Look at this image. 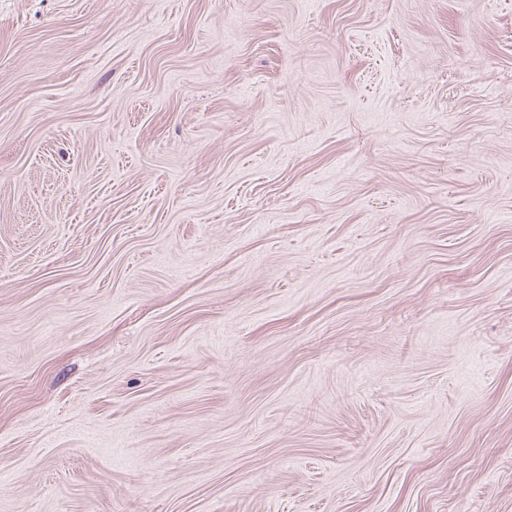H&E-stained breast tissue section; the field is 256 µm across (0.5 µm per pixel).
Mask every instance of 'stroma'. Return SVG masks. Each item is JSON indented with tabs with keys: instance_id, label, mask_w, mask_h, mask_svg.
I'll return each instance as SVG.
<instances>
[{
	"instance_id": "35a3bbf8",
	"label": "stroma",
	"mask_w": 512,
	"mask_h": 512,
	"mask_svg": "<svg viewBox=\"0 0 512 512\" xmlns=\"http://www.w3.org/2000/svg\"><path fill=\"white\" fill-rule=\"evenodd\" d=\"M0 512H512V0H0Z\"/></svg>"
}]
</instances>
